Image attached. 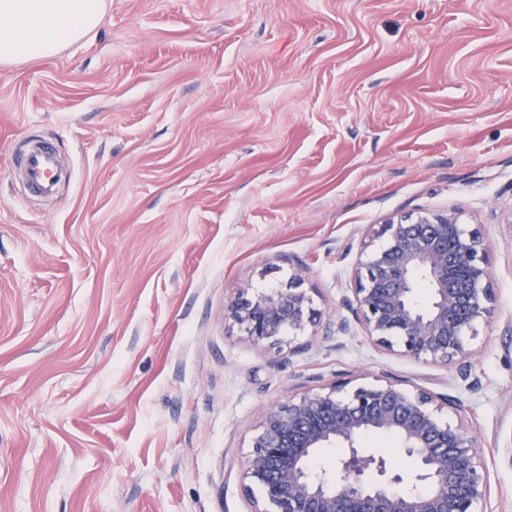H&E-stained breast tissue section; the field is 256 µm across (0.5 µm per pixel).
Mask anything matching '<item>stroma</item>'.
Wrapping results in <instances>:
<instances>
[{
	"mask_svg": "<svg viewBox=\"0 0 512 512\" xmlns=\"http://www.w3.org/2000/svg\"><path fill=\"white\" fill-rule=\"evenodd\" d=\"M32 141L72 173L46 198ZM424 210L490 242L475 389L226 320L296 269L335 319L370 228ZM351 376L459 397L512 512V0H107L0 66V512H250L263 413ZM18 161L30 187L52 190L59 167V159L54 150L25 151L18 157Z\"/></svg>",
	"mask_w": 512,
	"mask_h": 512,
	"instance_id": "1",
	"label": "stroma"
}]
</instances>
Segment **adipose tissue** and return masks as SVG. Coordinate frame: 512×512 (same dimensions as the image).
<instances>
[{
	"label": "adipose tissue",
	"instance_id": "obj_1",
	"mask_svg": "<svg viewBox=\"0 0 512 512\" xmlns=\"http://www.w3.org/2000/svg\"><path fill=\"white\" fill-rule=\"evenodd\" d=\"M106 0H0V64L47 60L95 31Z\"/></svg>",
	"mask_w": 512,
	"mask_h": 512
}]
</instances>
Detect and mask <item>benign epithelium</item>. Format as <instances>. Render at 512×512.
Here are the masks:
<instances>
[{
	"label": "benign epithelium",
	"instance_id": "obj_1",
	"mask_svg": "<svg viewBox=\"0 0 512 512\" xmlns=\"http://www.w3.org/2000/svg\"><path fill=\"white\" fill-rule=\"evenodd\" d=\"M488 241L459 213L421 211L378 225L343 300L348 315L336 335L361 330L378 349L470 377L477 328L494 313ZM303 274L283 288L244 289L227 309L239 335L253 345H276L320 322ZM430 289L416 301L419 283ZM458 399L423 388L408 389L387 377L306 389L267 410L251 438L244 466L249 490H258L252 512H489L490 484L481 446L470 426L452 420ZM371 432L402 442L408 466L356 447ZM340 444L336 473H311L321 448Z\"/></svg>",
	"mask_w": 512,
	"mask_h": 512
}]
</instances>
